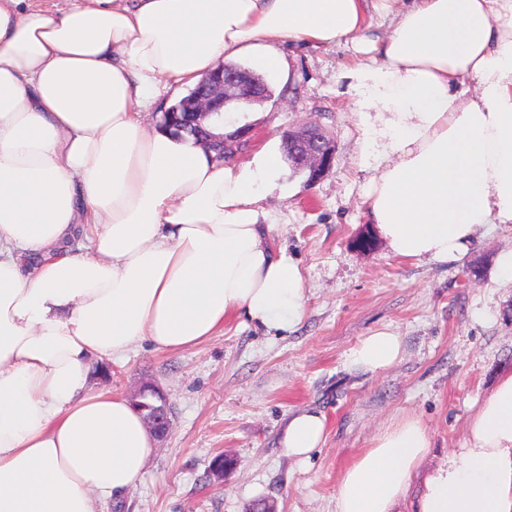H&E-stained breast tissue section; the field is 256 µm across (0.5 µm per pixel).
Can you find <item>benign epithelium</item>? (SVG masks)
<instances>
[{
	"label": "benign epithelium",
	"mask_w": 512,
	"mask_h": 512,
	"mask_svg": "<svg viewBox=\"0 0 512 512\" xmlns=\"http://www.w3.org/2000/svg\"><path fill=\"white\" fill-rule=\"evenodd\" d=\"M263 87L254 81L249 70L219 65L199 82L182 107L163 112L162 121L179 134H189L197 143L213 151H224L250 141L252 127L244 124L224 133V114L233 111V104L257 98ZM285 146L293 162L310 171V179L318 178L329 169L333 147L321 128L315 125L301 127L283 135ZM148 428L158 440H163L171 429L168 402L162 401L146 419Z\"/></svg>",
	"instance_id": "benign-epithelium-1"
}]
</instances>
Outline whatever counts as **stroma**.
Segmentation results:
<instances>
[{
    "mask_svg": "<svg viewBox=\"0 0 512 512\" xmlns=\"http://www.w3.org/2000/svg\"><path fill=\"white\" fill-rule=\"evenodd\" d=\"M289 77L248 66L271 98L242 107L253 139L242 151L282 150L283 132L320 126L334 147L317 181L282 160L261 202L275 225L274 250L300 268L306 313L288 332L270 334L245 315L209 341L180 353L141 342L109 362L97 385L133 397L157 384L172 411L169 436L156 442L145 474L101 512H245L254 499L276 512H335L343 470L383 427L412 415L426 425L430 448L400 512H415L422 477L462 447L466 426L499 378L512 372V280L499 258L512 250V224L480 229L462 261L395 256L371 223L365 193L373 175L359 159L354 106L339 77L352 63L343 45H281ZM371 234L362 250L357 239ZM388 327L403 342L387 371L352 368L356 344ZM303 410L323 413L326 438L308 462L281 450L282 431ZM231 459L223 477L216 456Z\"/></svg>",
    "mask_w": 512,
    "mask_h": 512,
    "instance_id": "stroma-1",
    "label": "stroma"
}]
</instances>
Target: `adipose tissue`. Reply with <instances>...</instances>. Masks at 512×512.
I'll use <instances>...</instances> for the list:
<instances>
[{"mask_svg": "<svg viewBox=\"0 0 512 512\" xmlns=\"http://www.w3.org/2000/svg\"><path fill=\"white\" fill-rule=\"evenodd\" d=\"M0 0V512H99L140 480L155 438L98 366L147 341L180 352L245 314L285 331L305 313L298 266L257 207L277 155L220 162L141 120L160 90L284 42L344 44L373 176L365 203L390 251L460 261L479 229L512 224V0ZM86 252L64 255L75 233ZM387 328L353 349L381 372ZM302 411L284 452L325 441ZM430 446L419 418L376 434L342 473L336 512H397ZM418 512H512V372L425 476Z\"/></svg>", "mask_w": 512, "mask_h": 512, "instance_id": "adipose-tissue-1", "label": "adipose tissue"}]
</instances>
